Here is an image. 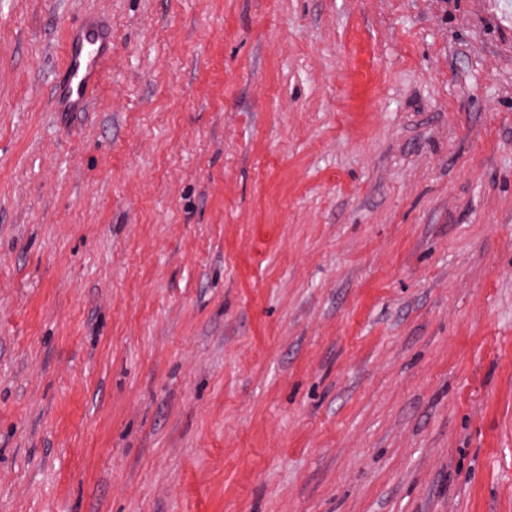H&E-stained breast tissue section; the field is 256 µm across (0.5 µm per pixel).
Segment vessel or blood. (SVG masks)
<instances>
[{
  "label": "vessel or blood",
  "instance_id": "vessel-or-blood-1",
  "mask_svg": "<svg viewBox=\"0 0 512 512\" xmlns=\"http://www.w3.org/2000/svg\"><path fill=\"white\" fill-rule=\"evenodd\" d=\"M109 55L110 48L93 21H84L71 31L64 69L52 96L54 111L87 110Z\"/></svg>",
  "mask_w": 512,
  "mask_h": 512
}]
</instances>
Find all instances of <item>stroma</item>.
<instances>
[{
    "label": "stroma",
    "instance_id": "1",
    "mask_svg": "<svg viewBox=\"0 0 512 512\" xmlns=\"http://www.w3.org/2000/svg\"><path fill=\"white\" fill-rule=\"evenodd\" d=\"M0 512H512V0H0ZM110 47L96 23L86 19L69 35L63 72L52 96L55 112H85L103 76Z\"/></svg>",
    "mask_w": 512,
    "mask_h": 512
}]
</instances>
